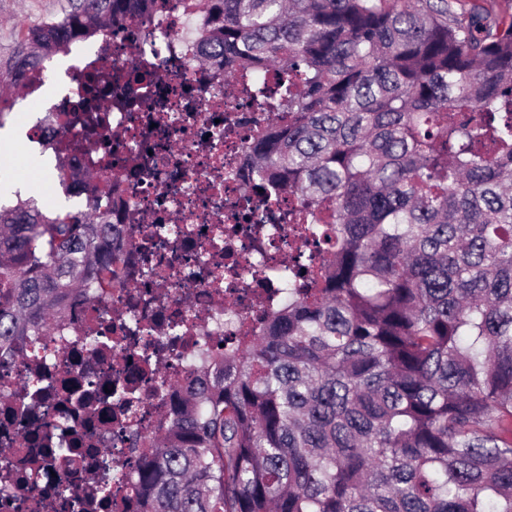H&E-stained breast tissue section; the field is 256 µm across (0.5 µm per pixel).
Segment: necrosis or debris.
<instances>
[{
	"mask_svg": "<svg viewBox=\"0 0 512 512\" xmlns=\"http://www.w3.org/2000/svg\"><path fill=\"white\" fill-rule=\"evenodd\" d=\"M160 22L152 33L128 23L77 52L53 106L81 97V77L101 86L110 151L91 147L76 162L110 186L125 277L109 295L67 298L49 347L0 348V444L16 462L0 480V512L66 497L61 512H126L173 391L221 354L225 337L258 333L293 273V198L276 191L275 221L252 219L262 204L244 147L267 115L249 79L234 76L228 95L223 69L196 63L180 0ZM55 448L69 449L66 466H24Z\"/></svg>",
	"mask_w": 512,
	"mask_h": 512,
	"instance_id": "1",
	"label": "necrosis or debris"
}]
</instances>
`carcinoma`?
<instances>
[{"label":"carcinoma","instance_id":"cac0c4a2","mask_svg":"<svg viewBox=\"0 0 512 512\" xmlns=\"http://www.w3.org/2000/svg\"><path fill=\"white\" fill-rule=\"evenodd\" d=\"M168 2L69 0L18 41L12 83ZM185 7L201 63L277 68L246 165L327 252L193 373L138 462L137 512H512V21L452 0ZM55 170L85 209L0 204L1 344L120 276L109 187L65 148Z\"/></svg>","mask_w":512,"mask_h":512}]
</instances>
